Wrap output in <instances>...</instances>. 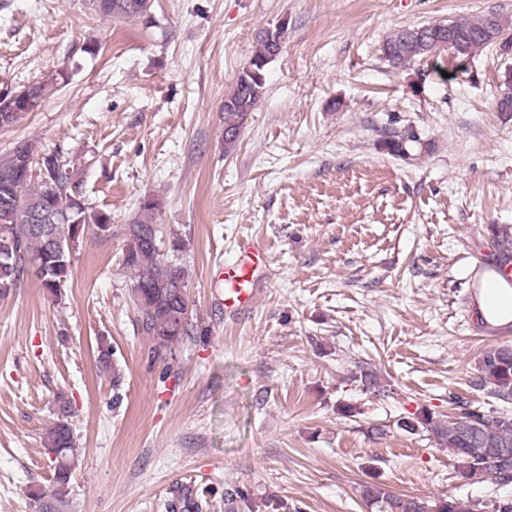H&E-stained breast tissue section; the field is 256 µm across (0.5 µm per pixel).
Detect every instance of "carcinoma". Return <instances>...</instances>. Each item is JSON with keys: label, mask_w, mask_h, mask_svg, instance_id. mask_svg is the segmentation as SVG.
Listing matches in <instances>:
<instances>
[{"label": "carcinoma", "mask_w": 512, "mask_h": 512, "mask_svg": "<svg viewBox=\"0 0 512 512\" xmlns=\"http://www.w3.org/2000/svg\"><path fill=\"white\" fill-rule=\"evenodd\" d=\"M93 10L115 19L146 13L150 0H91ZM502 36L503 46L512 41V23L495 13L462 17L427 25V33L417 36L400 28L382 46L389 65L397 70L446 52L455 69L493 44L490 34ZM272 45L261 36L247 65L239 73L233 90L224 96V152L236 147L249 115L266 92L267 68ZM419 142L410 130L391 129L381 140L387 153L411 158L412 144ZM17 162L0 159V293L15 288L26 275L33 257L45 253L46 237L35 230L32 216L60 241L63 251L45 264L41 285L54 297L62 296L72 276L73 252L68 240L74 239L75 226L94 231L112 230L111 215L83 203V179L74 162L58 152H46L34 142L13 149ZM157 202L152 197L139 204V215L120 226L123 241L122 265L133 280L131 299L139 329L151 337L152 353L172 351L174 345L197 334L198 326L183 317L189 301V269L180 255L186 239L175 230L163 238L162 225L152 223ZM494 251L499 269L512 264V229L493 230ZM167 244L162 251L161 244ZM359 379L364 389L377 397L386 396L375 374L363 369ZM472 386L512 405V345H494L481 355ZM61 419L46 433L47 447L54 454L55 486L50 493L32 492L39 512H63L72 474L74 440L67 422V401L58 398ZM459 411L442 418L422 408L397 419L396 427L406 433L428 432L435 445L446 448L456 459L455 477L463 482L484 476L498 483L512 482V411L473 409L457 402ZM362 496L376 512H470L449 496L404 497L391 493L378 483L363 485Z\"/></svg>", "instance_id": "obj_1"}]
</instances>
